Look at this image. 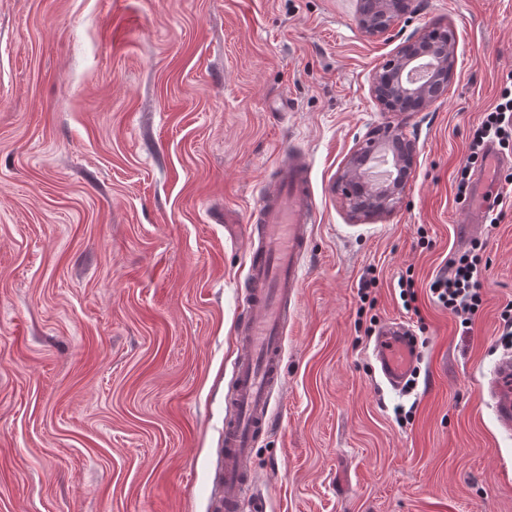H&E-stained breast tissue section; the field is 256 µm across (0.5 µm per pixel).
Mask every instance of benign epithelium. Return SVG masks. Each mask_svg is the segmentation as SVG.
I'll return each mask as SVG.
<instances>
[{
  "label": "benign epithelium",
  "mask_w": 512,
  "mask_h": 512,
  "mask_svg": "<svg viewBox=\"0 0 512 512\" xmlns=\"http://www.w3.org/2000/svg\"><path fill=\"white\" fill-rule=\"evenodd\" d=\"M415 11V0H363L360 26L370 36H383L391 32L399 18ZM455 63L453 28L442 32L427 25L407 38L375 72L372 92L384 110L403 114L416 103L438 98L454 76ZM379 137L391 147L398 172L406 171L413 164L416 146L403 138L401 127L389 125L372 131L366 145L350 156L340 177L344 198L355 214L389 209L406 188V180L401 176L384 184L363 186L362 166L367 159L368 147Z\"/></svg>",
  "instance_id": "1"
}]
</instances>
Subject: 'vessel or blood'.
Returning <instances> with one entry per match:
<instances>
[{
  "label": "vessel or blood",
  "mask_w": 512,
  "mask_h": 512,
  "mask_svg": "<svg viewBox=\"0 0 512 512\" xmlns=\"http://www.w3.org/2000/svg\"><path fill=\"white\" fill-rule=\"evenodd\" d=\"M503 162L496 146H488L472 177L461 236L470 237L485 224L488 207L499 190ZM316 219L305 156L279 150L272 183L249 217L244 312L236 326L239 354L230 410L224 417L222 512H241L245 507L250 512H268L264 497L254 489L253 452L258 438L274 424L271 405L274 392L281 387L283 329L300 292L309 226ZM373 354L382 377L393 388H402L417 363V338L404 325L389 324L379 332ZM488 392L501 426L512 431L511 356L494 365Z\"/></svg>",
  "instance_id": "b4317fda"
}]
</instances>
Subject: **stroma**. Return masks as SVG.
Masks as SVG:
<instances>
[{"label": "stroma", "mask_w": 512, "mask_h": 512, "mask_svg": "<svg viewBox=\"0 0 512 512\" xmlns=\"http://www.w3.org/2000/svg\"><path fill=\"white\" fill-rule=\"evenodd\" d=\"M416 5L371 37L360 0H0V512H218L249 250L224 212L246 218L284 147L318 214L258 490L273 512H512V437L483 394L512 352V199L457 233L472 131L512 77V0ZM432 23L455 29V75L404 122L400 201L355 220L336 180L393 119L372 77ZM475 242L465 332L428 284ZM392 322L420 351L399 390L373 356Z\"/></svg>", "instance_id": "35a3bbf8"}]
</instances>
